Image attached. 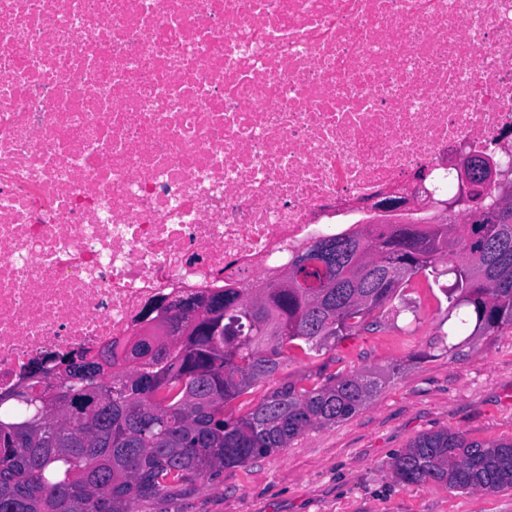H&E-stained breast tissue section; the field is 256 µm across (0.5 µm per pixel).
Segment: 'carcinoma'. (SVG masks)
<instances>
[{
	"label": "carcinoma",
	"mask_w": 512,
	"mask_h": 512,
	"mask_svg": "<svg viewBox=\"0 0 512 512\" xmlns=\"http://www.w3.org/2000/svg\"><path fill=\"white\" fill-rule=\"evenodd\" d=\"M459 258L443 289L471 335L512 329V203L482 201L463 224H394L314 238L261 288H221L207 315L183 310L157 341L106 352L48 381L52 399L0 392V512H150L198 479L288 447L361 409L380 380L363 374L285 382L248 411L233 401L274 378L293 354L316 356L400 296L411 278ZM403 485L512 490V439L439 430L393 458Z\"/></svg>",
	"instance_id": "obj_1"
}]
</instances>
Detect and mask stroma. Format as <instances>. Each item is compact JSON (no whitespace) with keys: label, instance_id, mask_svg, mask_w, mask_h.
Instances as JSON below:
<instances>
[{"label":"stroma","instance_id":"obj_1","mask_svg":"<svg viewBox=\"0 0 512 512\" xmlns=\"http://www.w3.org/2000/svg\"><path fill=\"white\" fill-rule=\"evenodd\" d=\"M438 281L413 278L401 298L378 309L374 328L343 337L320 355L289 362L256 397L283 382L373 373L381 389L365 407L314 429L288 448L227 468L214 479L157 502L153 512H512V491L451 492L405 486L390 464L420 434L512 439V329L472 337Z\"/></svg>","mask_w":512,"mask_h":512}]
</instances>
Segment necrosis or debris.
<instances>
[{
    "mask_svg": "<svg viewBox=\"0 0 512 512\" xmlns=\"http://www.w3.org/2000/svg\"><path fill=\"white\" fill-rule=\"evenodd\" d=\"M471 155L512 190V0H0V391Z\"/></svg>",
    "mask_w": 512,
    "mask_h": 512,
    "instance_id": "1",
    "label": "necrosis or debris"
}]
</instances>
